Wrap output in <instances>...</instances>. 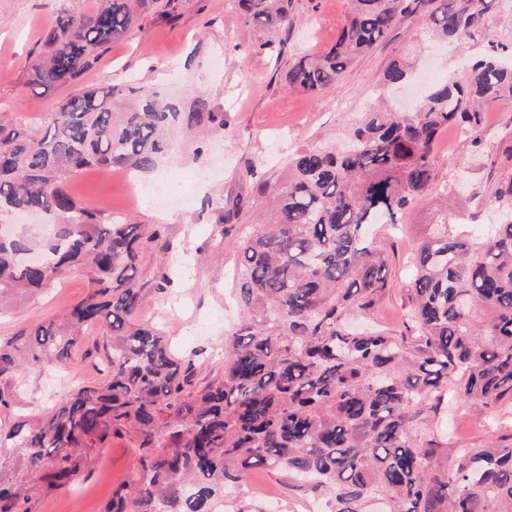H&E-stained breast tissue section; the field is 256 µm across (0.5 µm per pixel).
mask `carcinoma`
Returning a JSON list of instances; mask_svg holds the SVG:
<instances>
[{
	"instance_id": "cac0c4a2",
	"label": "carcinoma",
	"mask_w": 512,
	"mask_h": 512,
	"mask_svg": "<svg viewBox=\"0 0 512 512\" xmlns=\"http://www.w3.org/2000/svg\"><path fill=\"white\" fill-rule=\"evenodd\" d=\"M263 22L262 47L278 37L292 0H235ZM147 0H90L62 10L47 29L28 84L71 86L127 36ZM485 0H440L429 30L451 45L485 22ZM407 0H349L334 45L298 57L290 88L323 93L371 52L408 11ZM412 73L395 60L383 84ZM512 103V64L489 54L453 81L431 86L413 112H365L340 146L308 147L288 161L270 210L235 241L243 310L224 344V364L196 379L162 331L136 318L139 267L159 225L132 224L77 201L66 181L92 166L149 171L168 151L166 132L226 133L224 113L200 94L189 108L158 86L129 80L81 86L35 132L0 122V213H41L51 238L15 232L0 241V300L84 271L81 301L0 340V382H19L27 361L63 366L82 334L103 330L106 374L72 389L41 417L0 427V512H31V500L80 480L97 445L137 442L140 468L105 512H213L247 469L283 470L299 486L332 494V512H512V434L460 448L452 468L432 469L436 441L414 421L432 399L478 407L512 404V219L483 236L429 225L411 247L409 340L351 324L389 290L388 255L369 233L398 223L435 180L434 146L456 127L478 141L485 107ZM486 202L512 212V177L491 183ZM31 471L24 487L12 472Z\"/></svg>"
}]
</instances>
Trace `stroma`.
<instances>
[{
	"mask_svg": "<svg viewBox=\"0 0 512 512\" xmlns=\"http://www.w3.org/2000/svg\"><path fill=\"white\" fill-rule=\"evenodd\" d=\"M231 2L176 0L164 18L147 9L141 29L113 43L81 78L82 84L97 87L130 78L163 84L187 105L195 91H204L223 112L228 134L200 145L175 132L171 154L155 171L97 167L66 185L76 199L101 211L137 224L162 225L160 240L142 263L138 285L144 305L139 316L160 325L175 357L199 355L208 371L221 367L224 338L237 313L238 282L230 277L237 260L233 241L253 227L267 200L266 186L279 181L289 157L323 137L343 139L361 112L388 98L383 73L393 60L412 59L417 67H432L437 77L452 79L466 60L501 46L512 48V0H487L486 27L460 48L437 43L426 27L437 0H413L390 35L348 65L334 90L292 91L286 76L294 60L335 43L348 0H293L289 23L280 34L285 49L276 59L262 50L270 37L268 29L238 15ZM64 4L78 9L84 0H0V120H21L37 128L45 113L67 95L64 87L34 88L27 83L43 35ZM434 163L435 190L458 183L468 190L449 195L444 213L424 203L409 208L399 231L385 240L393 287L372 319L406 336L415 333L406 317L411 242L427 225L443 220L477 231L504 219L477 192L512 175V105L487 104L480 145L445 130ZM251 166L257 171L252 178L246 174ZM135 182L162 186L189 198L190 204L184 208L134 200ZM235 201L241 204L238 216L231 224H222L224 207ZM162 267L170 278L164 285L159 282ZM87 291L85 276L72 271L39 293L12 297L0 315V339L60 313ZM100 335V330L88 331L66 368L29 366L21 377L20 393L9 407L0 409V422L38 414L71 388L98 381V357L92 348ZM417 425L447 443L448 453L435 458L433 465L448 469L455 463L454 449L512 433V406L481 411L462 402L449 411L424 413ZM139 467L129 438H109L94 450L89 476L74 486L36 496L34 512H103L119 483ZM220 512H331V502L325 492L296 488L287 473L260 467L225 497Z\"/></svg>",
	"mask_w": 512,
	"mask_h": 512,
	"instance_id": "obj_1",
	"label": "stroma"
}]
</instances>
